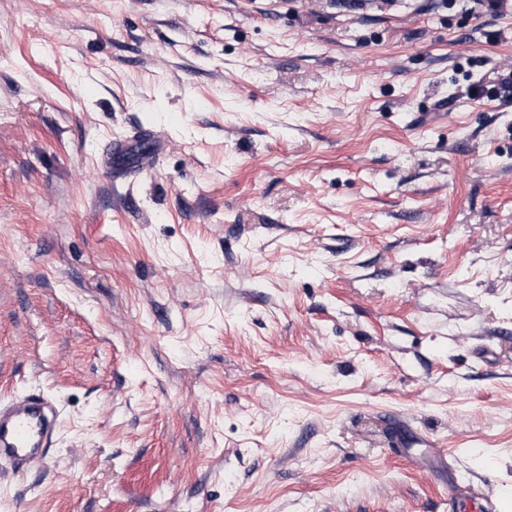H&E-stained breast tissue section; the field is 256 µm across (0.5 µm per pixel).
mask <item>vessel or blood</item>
I'll use <instances>...</instances> for the list:
<instances>
[{
	"instance_id": "1",
	"label": "vessel or blood",
	"mask_w": 512,
	"mask_h": 512,
	"mask_svg": "<svg viewBox=\"0 0 512 512\" xmlns=\"http://www.w3.org/2000/svg\"><path fill=\"white\" fill-rule=\"evenodd\" d=\"M53 399L35 391L0 404V461L24 473L44 458L56 430Z\"/></svg>"
}]
</instances>
